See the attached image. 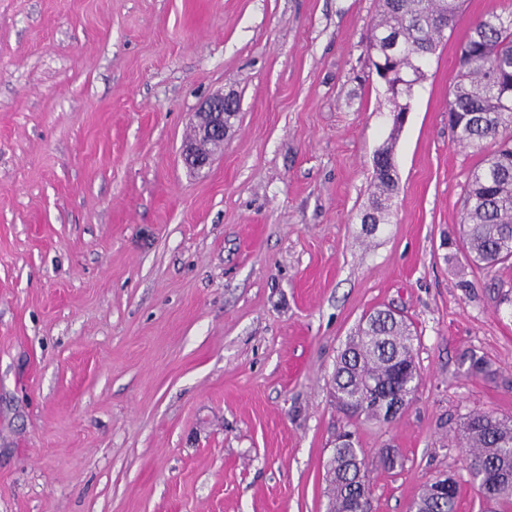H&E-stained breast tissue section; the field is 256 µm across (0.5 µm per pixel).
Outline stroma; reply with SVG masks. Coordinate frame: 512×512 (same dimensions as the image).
<instances>
[{
	"label": "stroma",
	"instance_id": "obj_1",
	"mask_svg": "<svg viewBox=\"0 0 512 512\" xmlns=\"http://www.w3.org/2000/svg\"><path fill=\"white\" fill-rule=\"evenodd\" d=\"M491 12L512 0H464L397 128L367 53L379 0H0V512H327L345 430L371 512H410L444 474L456 512H512L457 440L470 412L512 419V263L462 245L496 145L448 125ZM220 93L237 120L190 170ZM387 145L399 190L369 233ZM387 307L417 389L393 422L348 418L336 360ZM229 102L236 101L224 94L216 95L204 101L195 113L194 127L197 136L186 141L183 147V159L190 168L202 170L210 165L211 155L205 152V144L215 139L223 141L224 136L230 131L236 112H232L233 117L226 122L228 112H225V108Z\"/></svg>",
	"mask_w": 512,
	"mask_h": 512
}]
</instances>
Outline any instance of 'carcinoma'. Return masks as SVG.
<instances>
[{"mask_svg": "<svg viewBox=\"0 0 512 512\" xmlns=\"http://www.w3.org/2000/svg\"><path fill=\"white\" fill-rule=\"evenodd\" d=\"M461 0H382L381 18L374 24L369 51L374 68L389 73L388 81H404L398 95H387L390 112L410 107L413 85L425 77V66L436 51L443 30L453 29ZM448 122L458 144L481 149L493 140L497 149L486 166L474 173L465 191V229L469 260L493 265L512 259V13H488L477 20L461 45ZM374 171L376 192L360 223H389L398 181L391 176V150ZM414 336L403 320L386 310L359 323L340 353L333 376L336 406L349 418L365 416L388 421L393 389L414 390L413 380L398 376V367L414 360ZM469 473L480 493L512 505V421L473 412L462 426ZM334 448L329 463V512H354L358 498L370 492L352 432ZM458 486L438 501L430 490L415 502L416 512H456Z\"/></svg>", "mask_w": 512, "mask_h": 512, "instance_id": "cac0c4a2", "label": "carcinoma"}]
</instances>
